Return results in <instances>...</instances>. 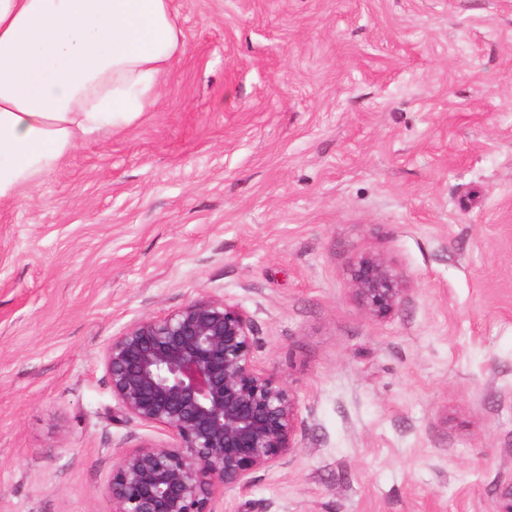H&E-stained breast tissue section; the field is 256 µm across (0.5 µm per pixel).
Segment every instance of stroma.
<instances>
[{"instance_id":"obj_1","label":"stroma","mask_w":512,"mask_h":512,"mask_svg":"<svg viewBox=\"0 0 512 512\" xmlns=\"http://www.w3.org/2000/svg\"><path fill=\"white\" fill-rule=\"evenodd\" d=\"M130 129L0 203V512H111L107 341L251 317L297 450L215 512H494L512 478V0H173ZM408 292L369 314L351 270ZM408 288L381 256L362 257L351 272L355 301L373 316L384 317L398 308Z\"/></svg>"}]
</instances>
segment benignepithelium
I'll return each instance as SVG.
<instances>
[{
    "label": "benign epithelium",
    "instance_id": "obj_1",
    "mask_svg": "<svg viewBox=\"0 0 512 512\" xmlns=\"http://www.w3.org/2000/svg\"><path fill=\"white\" fill-rule=\"evenodd\" d=\"M407 291L381 256L352 269V295L373 316L392 313ZM103 360L112 419L169 433L120 452L111 512H215L217 492L247 489L297 449L298 400L258 365L251 319L235 303L202 294L139 319L106 343Z\"/></svg>",
    "mask_w": 512,
    "mask_h": 512
}]
</instances>
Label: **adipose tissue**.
Instances as JSON below:
<instances>
[{
	"mask_svg": "<svg viewBox=\"0 0 512 512\" xmlns=\"http://www.w3.org/2000/svg\"><path fill=\"white\" fill-rule=\"evenodd\" d=\"M184 49L171 0H0V202L132 127Z\"/></svg>",
	"mask_w": 512,
	"mask_h": 512,
	"instance_id": "obj_1",
	"label": "adipose tissue"
}]
</instances>
